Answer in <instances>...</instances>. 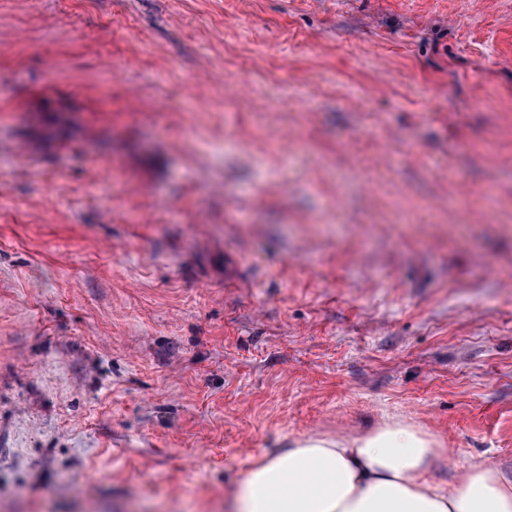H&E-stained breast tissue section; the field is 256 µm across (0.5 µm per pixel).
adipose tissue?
<instances>
[{
    "label": "adipose tissue",
    "mask_w": 512,
    "mask_h": 512,
    "mask_svg": "<svg viewBox=\"0 0 512 512\" xmlns=\"http://www.w3.org/2000/svg\"><path fill=\"white\" fill-rule=\"evenodd\" d=\"M440 450L403 421L356 436H311L260 458L226 512H512V480L467 471L448 491L430 474Z\"/></svg>",
    "instance_id": "1"
}]
</instances>
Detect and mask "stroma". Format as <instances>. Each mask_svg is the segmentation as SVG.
I'll return each mask as SVG.
<instances>
[{
  "label": "stroma",
  "mask_w": 512,
  "mask_h": 512,
  "mask_svg": "<svg viewBox=\"0 0 512 512\" xmlns=\"http://www.w3.org/2000/svg\"><path fill=\"white\" fill-rule=\"evenodd\" d=\"M389 417L512 479V0H0V512Z\"/></svg>",
  "instance_id": "1"
}]
</instances>
